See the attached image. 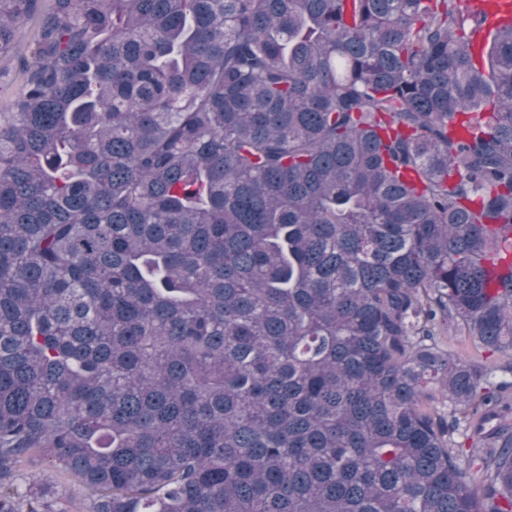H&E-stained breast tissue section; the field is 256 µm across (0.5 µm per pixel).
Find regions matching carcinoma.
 Segmentation results:
<instances>
[{
	"label": "carcinoma",
	"instance_id": "obj_1",
	"mask_svg": "<svg viewBox=\"0 0 512 512\" xmlns=\"http://www.w3.org/2000/svg\"><path fill=\"white\" fill-rule=\"evenodd\" d=\"M473 25L50 0L0 111V512H60L38 459L92 512H512V28ZM23 470L25 473L36 472L43 479L52 481L60 498V508L66 512H91V502L78 488L77 482L69 476L61 474L50 462L39 461L32 465L25 463Z\"/></svg>",
	"mask_w": 512,
	"mask_h": 512
}]
</instances>
